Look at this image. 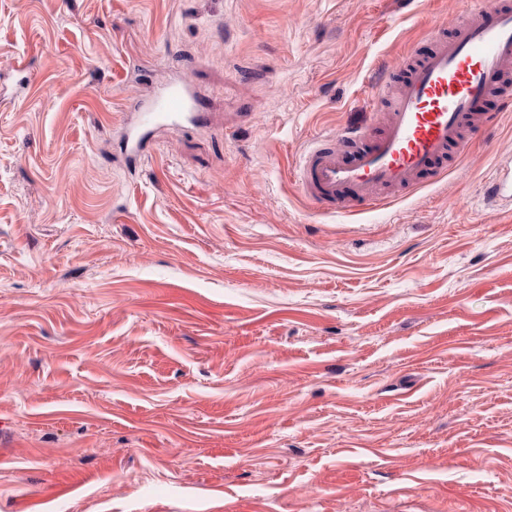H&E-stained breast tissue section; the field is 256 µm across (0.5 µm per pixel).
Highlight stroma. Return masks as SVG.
<instances>
[{
    "mask_svg": "<svg viewBox=\"0 0 512 512\" xmlns=\"http://www.w3.org/2000/svg\"><path fill=\"white\" fill-rule=\"evenodd\" d=\"M472 5L0 0V512H512V115L375 211L292 177ZM121 119L125 125V148L131 157H136L145 150L148 135L157 129L203 127L207 112H203L201 100L190 84L173 81L162 86L150 103L130 114L125 112ZM487 201L496 210L512 205V160L499 165L488 184Z\"/></svg>",
    "mask_w": 512,
    "mask_h": 512,
    "instance_id": "1",
    "label": "stroma"
}]
</instances>
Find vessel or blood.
Masks as SVG:
<instances>
[{
  "instance_id": "b4317fda",
  "label": "vessel or blood",
  "mask_w": 512,
  "mask_h": 512,
  "mask_svg": "<svg viewBox=\"0 0 512 512\" xmlns=\"http://www.w3.org/2000/svg\"><path fill=\"white\" fill-rule=\"evenodd\" d=\"M423 35L433 40L432 52L417 58L393 89L372 91L363 123L304 152L294 179L310 204L332 212L373 209L386 193H410L425 169L438 161L456 166L512 109V6L505 0L467 8L452 37L434 24ZM491 98L501 111H482ZM206 122L195 89L173 81L125 120V148L135 156L159 128L196 129ZM487 201L498 210L512 205V161L499 165Z\"/></svg>"
}]
</instances>
